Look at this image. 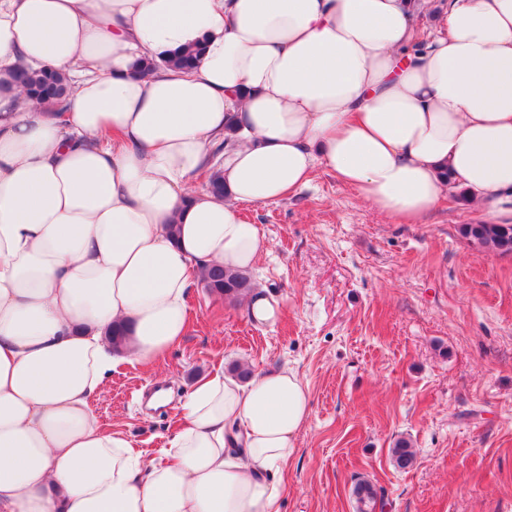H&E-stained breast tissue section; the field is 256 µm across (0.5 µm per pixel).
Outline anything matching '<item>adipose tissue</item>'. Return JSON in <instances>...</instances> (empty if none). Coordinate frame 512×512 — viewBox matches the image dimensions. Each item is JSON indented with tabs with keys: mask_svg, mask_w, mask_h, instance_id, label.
<instances>
[{
	"mask_svg": "<svg viewBox=\"0 0 512 512\" xmlns=\"http://www.w3.org/2000/svg\"><path fill=\"white\" fill-rule=\"evenodd\" d=\"M432 2L0 0V512H280L296 372L215 371L152 459L92 402L180 340L204 267L266 252L241 208L316 168L407 224L453 185L512 215V0ZM29 68L70 73L63 118ZM220 137L218 198L193 184Z\"/></svg>",
	"mask_w": 512,
	"mask_h": 512,
	"instance_id": "adipose-tissue-1",
	"label": "adipose tissue"
}]
</instances>
